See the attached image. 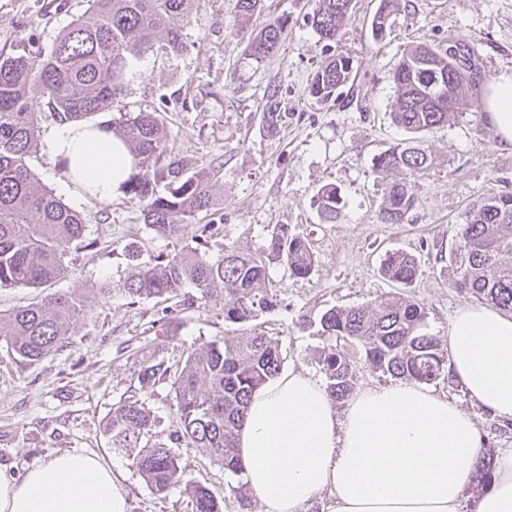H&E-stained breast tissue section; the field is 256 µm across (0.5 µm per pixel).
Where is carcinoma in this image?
<instances>
[{"label":"carcinoma","instance_id":"cac0c4a2","mask_svg":"<svg viewBox=\"0 0 512 512\" xmlns=\"http://www.w3.org/2000/svg\"><path fill=\"white\" fill-rule=\"evenodd\" d=\"M91 17L71 22L55 38L50 52L21 45L0 54V287L40 288L65 273L69 245L83 238L80 216L33 177L27 158L37 146L38 114L46 105L54 119H89L105 111L155 45L177 54L185 48L183 29L173 24L190 14L194 0H87ZM400 0H380L371 21L375 39L384 38L391 13ZM266 0H236L243 20L262 11ZM352 0H316L310 17L320 39L336 41L351 18ZM286 21L272 17L248 37L257 60L283 43ZM353 59L339 54L314 75L310 96L327 102L351 81ZM397 88L392 121L410 141L374 157L373 169L386 183L380 205L385 224H403L416 206V180L433 165L420 136L448 123L466 91L492 83L484 71L448 69V56L439 47L421 43L410 47L394 71ZM127 144L138 173L125 183V192L143 204L144 224L166 237L184 234L199 216L215 214L211 183L221 166H198L178 157L164 122L152 112H139L109 126ZM324 220L331 222L342 204L336 186L321 187L316 196ZM210 224L197 227L193 245L160 253L133 264L118 287L131 303H167L189 283L200 298L220 307L224 321L248 324L279 306L268 266L283 262L291 274L309 276L316 256L308 240L284 224L270 231L258 253L224 240L212 248ZM450 257L452 284L481 304L512 312V193L484 197L470 209L456 230ZM411 254H386L381 273L410 285L417 274ZM82 311L71 293H58L40 303L0 315V339L22 361L37 362L64 346L73 319ZM427 312L409 296L380 299L368 305L330 308L319 319L318 334L338 341L320 352L318 363L326 391L335 405L344 404L354 385L353 358L360 356L374 369L392 377L430 383L449 372L440 339L428 331ZM283 357L279 339L258 326L237 339L206 341L189 352L184 364L168 365L144 359L139 388L112 408L105 424L114 448H139L133 465L158 495L184 486L191 512H224V500L206 485L184 480L177 456L163 444L150 443L153 416L140 393L160 383L174 392L175 441L220 464L224 471H242L237 435L252 394L279 373ZM494 470V454L484 452L476 478L485 481Z\"/></svg>","mask_w":512,"mask_h":512}]
</instances>
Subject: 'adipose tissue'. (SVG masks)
I'll return each mask as SVG.
<instances>
[{"label":"adipose tissue","mask_w":512,"mask_h":512,"mask_svg":"<svg viewBox=\"0 0 512 512\" xmlns=\"http://www.w3.org/2000/svg\"><path fill=\"white\" fill-rule=\"evenodd\" d=\"M483 99L499 146L512 150V75ZM44 152L69 188L99 203L133 171L125 143L94 121L49 131ZM448 359L472 403L512 420V315L461 308ZM480 452L470 415L420 383L366 387L340 411L321 381L292 367L252 396L238 439L245 481L269 512H300L323 494L325 512H461ZM0 512H127L126 490L97 456L67 452L20 481L0 470ZM476 512H512V448L496 456Z\"/></svg>","instance_id":"ef3b65f1"}]
</instances>
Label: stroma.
I'll use <instances>...</instances> for the list:
<instances>
[{"label":"stroma","instance_id":"stroma-1","mask_svg":"<svg viewBox=\"0 0 512 512\" xmlns=\"http://www.w3.org/2000/svg\"><path fill=\"white\" fill-rule=\"evenodd\" d=\"M380 0H353L352 17L339 41L321 40L309 17L315 0H275V15L287 27L281 48L255 60L246 33H234L235 0H195L189 17L179 19L187 46L177 55L146 54L131 81L100 121L126 113L155 112L170 130L175 151L198 164L221 160L213 195L212 220L220 238L241 248H265L277 224L307 238L317 257L314 272L291 275L271 264L279 307L259 320L281 341L285 365L321 377L318 353L328 341L300 318L318 321L332 307L365 305L381 297L408 295L427 311V326L447 340L448 325L468 295L453 287L448 267L456 247V227L475 201L512 193V151L498 147L474 102L482 87L469 91L455 119L425 134L421 142L434 165L415 187L417 203L402 224L380 218L384 185L372 171L376 155L406 140L390 118L396 99L394 69L417 43L458 35L474 45L486 74L512 72V0H401L383 39H374L371 20ZM86 0H0V53L19 41L50 50L71 21L85 17ZM353 57L354 80L335 101L316 102L308 93L315 73L336 54ZM287 121L268 132L263 114L270 105ZM28 166L38 182L80 213L84 242L71 246L66 274L41 288H0V312L38 302L57 292L75 294L83 305L65 346L29 364L0 344V468L16 477L63 452L92 453L110 464L128 491V512H190L183 487L155 494L136 473L133 451L114 449L104 422L121 397L137 387L144 356L184 363L203 342L242 335L243 325L225 322L218 310L192 308L162 315L151 302L130 304L119 294L102 296L105 282L122 279L130 262L190 244L144 224L142 205L128 194L107 204L68 190L59 166L35 149ZM335 184L343 205L326 223L315 204L318 190ZM411 253L418 263L405 286L384 278L386 253ZM475 421L483 447L512 448V426L471 403L451 378L430 384ZM173 394L160 384L144 399L154 416V441L169 443L175 429ZM185 479L202 482L225 499L224 512H267L256 497L240 508L230 488L243 475L185 449H178Z\"/></svg>","mask_w":512,"mask_h":512}]
</instances>
